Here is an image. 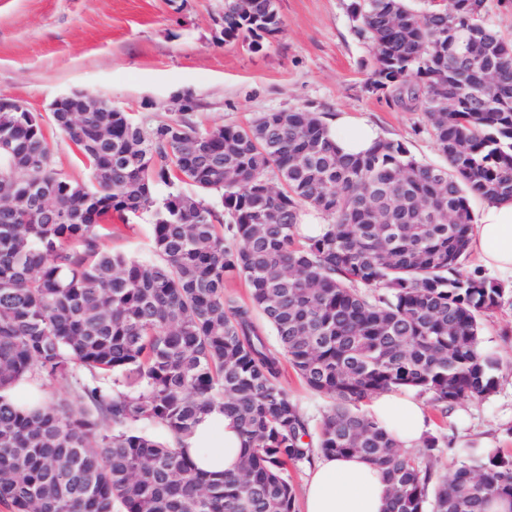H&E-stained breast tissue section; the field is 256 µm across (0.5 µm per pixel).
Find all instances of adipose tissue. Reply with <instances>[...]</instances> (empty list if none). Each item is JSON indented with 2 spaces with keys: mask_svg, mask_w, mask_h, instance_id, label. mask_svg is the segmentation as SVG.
<instances>
[{
  "mask_svg": "<svg viewBox=\"0 0 512 512\" xmlns=\"http://www.w3.org/2000/svg\"><path fill=\"white\" fill-rule=\"evenodd\" d=\"M331 131L347 154L369 149L376 128L347 114L336 115ZM469 250L482 265L512 281V200L483 203L470 236ZM370 414L406 448L415 447L428 429L429 414L412 390L374 396ZM184 446L197 467L209 473L236 472L242 437L222 406L201 415ZM388 485L381 468L360 456H322L308 473L302 512H384Z\"/></svg>",
  "mask_w": 512,
  "mask_h": 512,
  "instance_id": "adipose-tissue-1",
  "label": "adipose tissue"
}]
</instances>
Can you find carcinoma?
<instances>
[{
	"label": "carcinoma",
	"mask_w": 512,
	"mask_h": 512,
	"mask_svg": "<svg viewBox=\"0 0 512 512\" xmlns=\"http://www.w3.org/2000/svg\"><path fill=\"white\" fill-rule=\"evenodd\" d=\"M494 7L512 0L350 4L369 89L423 115L440 165L395 139L345 154L306 110L212 131L187 113L147 131L126 112H54L89 186L56 168L40 113H0L1 507L297 512L288 465L318 454L379 466L385 512L512 500V454L429 434L423 456L457 458L440 475L360 408L414 389L446 416L496 390L481 331L504 288L466 268L472 199H512V39L488 23ZM281 27L276 0H224L226 41ZM306 208L322 236L297 234ZM144 212L154 259L108 248V221ZM229 276L249 303L224 294ZM284 358L330 401L315 434L278 383ZM20 379L62 394L17 406L4 392ZM218 402L244 452L240 473L215 479L174 441Z\"/></svg>",
	"instance_id": "cac0c4a2"
}]
</instances>
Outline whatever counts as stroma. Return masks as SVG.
<instances>
[{
  "instance_id": "35a3bbf8",
  "label": "stroma",
  "mask_w": 512,
  "mask_h": 512,
  "mask_svg": "<svg viewBox=\"0 0 512 512\" xmlns=\"http://www.w3.org/2000/svg\"><path fill=\"white\" fill-rule=\"evenodd\" d=\"M351 0H276L283 25L261 49L225 42L224 0H0V99L48 114L51 103L90 91L144 126L190 103L203 129L243 125L262 112H345L440 162L426 121L365 83L372 66L354 31ZM149 214L113 222V250L152 259ZM484 322L483 345L499 360L497 388L448 415L431 411V434L512 452V283Z\"/></svg>"
}]
</instances>
